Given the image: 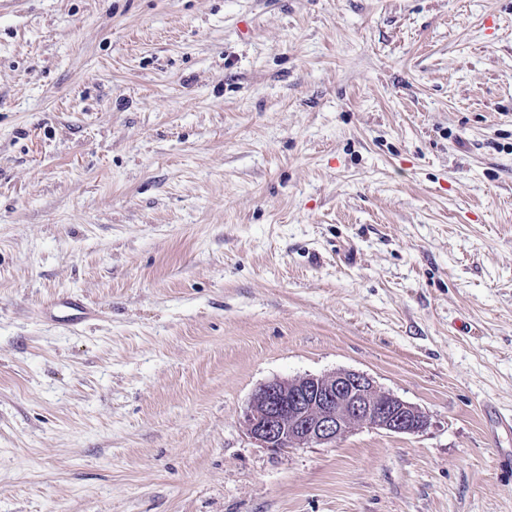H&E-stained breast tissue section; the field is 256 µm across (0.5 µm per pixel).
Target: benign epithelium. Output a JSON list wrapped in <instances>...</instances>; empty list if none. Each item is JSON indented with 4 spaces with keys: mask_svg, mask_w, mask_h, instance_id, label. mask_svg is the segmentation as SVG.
Instances as JSON below:
<instances>
[{
    "mask_svg": "<svg viewBox=\"0 0 512 512\" xmlns=\"http://www.w3.org/2000/svg\"><path fill=\"white\" fill-rule=\"evenodd\" d=\"M426 422L418 407L353 370L269 381L253 394L244 415L250 437L274 449L333 444L362 426L415 433Z\"/></svg>",
    "mask_w": 512,
    "mask_h": 512,
    "instance_id": "7a95c632",
    "label": "benign epithelium"
}]
</instances>
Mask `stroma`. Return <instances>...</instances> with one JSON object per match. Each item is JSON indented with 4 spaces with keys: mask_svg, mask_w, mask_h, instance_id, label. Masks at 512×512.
Masks as SVG:
<instances>
[{
    "mask_svg": "<svg viewBox=\"0 0 512 512\" xmlns=\"http://www.w3.org/2000/svg\"><path fill=\"white\" fill-rule=\"evenodd\" d=\"M342 369L426 427L248 435ZM499 413L512 0H0V512H512Z\"/></svg>",
    "mask_w": 512,
    "mask_h": 512,
    "instance_id": "1",
    "label": "stroma"
}]
</instances>
